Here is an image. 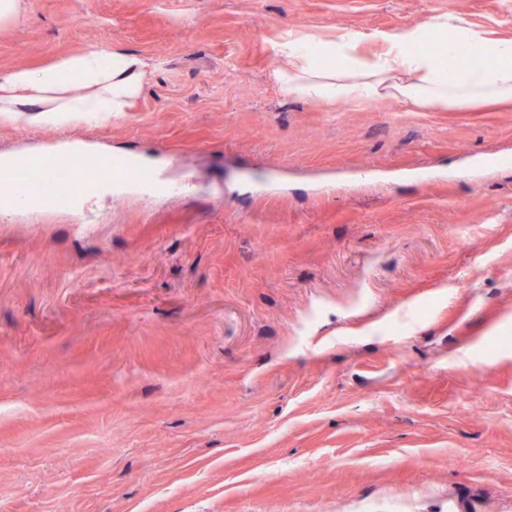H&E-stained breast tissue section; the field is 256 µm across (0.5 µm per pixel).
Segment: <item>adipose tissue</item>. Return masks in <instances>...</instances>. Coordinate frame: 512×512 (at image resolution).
Returning <instances> with one entry per match:
<instances>
[{
    "mask_svg": "<svg viewBox=\"0 0 512 512\" xmlns=\"http://www.w3.org/2000/svg\"><path fill=\"white\" fill-rule=\"evenodd\" d=\"M430 36L441 50L419 51ZM364 38L350 29L329 39L287 31L273 50L288 68L274 77L288 94L328 105L391 97L415 112L512 106V38L489 40L453 12L373 33L381 49L371 56L359 51ZM147 75L145 59L122 50L16 70L0 78V114H43L59 125L75 118L93 123L126 111Z\"/></svg>",
    "mask_w": 512,
    "mask_h": 512,
    "instance_id": "1",
    "label": "adipose tissue"
}]
</instances>
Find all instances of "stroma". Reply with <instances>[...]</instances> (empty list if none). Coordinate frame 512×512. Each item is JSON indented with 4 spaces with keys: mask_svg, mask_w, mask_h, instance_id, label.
<instances>
[{
    "mask_svg": "<svg viewBox=\"0 0 512 512\" xmlns=\"http://www.w3.org/2000/svg\"><path fill=\"white\" fill-rule=\"evenodd\" d=\"M512 0H22L0 77L150 65L96 124L146 187L0 210V512H512V107L285 94L288 30ZM92 225L80 222L82 209Z\"/></svg>",
    "mask_w": 512,
    "mask_h": 512,
    "instance_id": "35a3bbf8",
    "label": "stroma"
}]
</instances>
